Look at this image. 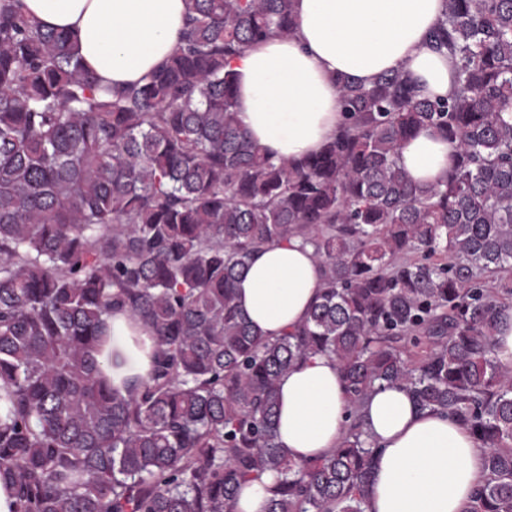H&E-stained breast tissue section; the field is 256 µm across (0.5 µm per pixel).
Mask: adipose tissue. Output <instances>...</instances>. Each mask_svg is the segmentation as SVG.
Instances as JSON below:
<instances>
[{"instance_id": "ef3b65f1", "label": "adipose tissue", "mask_w": 512, "mask_h": 512, "mask_svg": "<svg viewBox=\"0 0 512 512\" xmlns=\"http://www.w3.org/2000/svg\"><path fill=\"white\" fill-rule=\"evenodd\" d=\"M27 15L72 34L83 64L102 85L140 82L166 59L185 22V0H22ZM443 0H295V37H272L233 59L238 117L277 159L316 153L342 120L336 78L371 86L402 69L420 95L448 96L453 65L428 35ZM453 147L424 128L400 150L417 183L446 176ZM322 275L308 246L291 241L253 253L236 282L237 300L262 335L303 323ZM379 448L367 512H464L486 475L485 450L470 430L418 408L406 390L378 388L362 405ZM349 404L335 360L315 356L279 382L278 440L298 462L328 455L341 442Z\"/></svg>"}]
</instances>
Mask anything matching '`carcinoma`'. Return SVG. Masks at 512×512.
Listing matches in <instances>:
<instances>
[{
	"mask_svg": "<svg viewBox=\"0 0 512 512\" xmlns=\"http://www.w3.org/2000/svg\"><path fill=\"white\" fill-rule=\"evenodd\" d=\"M173 52L104 89L67 32L0 0V478L13 512H366L377 448L360 408L383 385L465 424L487 478L465 512H512V369L493 343L512 284V0H444L431 46L454 91L408 73L336 77V136L277 160L238 117L230 62L297 25L293 0H185ZM429 127L446 177L399 149ZM295 240L323 272L306 321L263 336L236 302L252 254ZM144 375L112 376V316ZM337 361L353 422L296 462L276 432L293 364ZM453 147L432 129L424 128L400 150L399 164L416 183H432L446 176ZM279 478L277 473L269 472L260 480L242 484L232 507L233 512H266L270 496L267 489Z\"/></svg>",
	"mask_w": 512,
	"mask_h": 512,
	"instance_id": "carcinoma-1",
	"label": "carcinoma"
}]
</instances>
